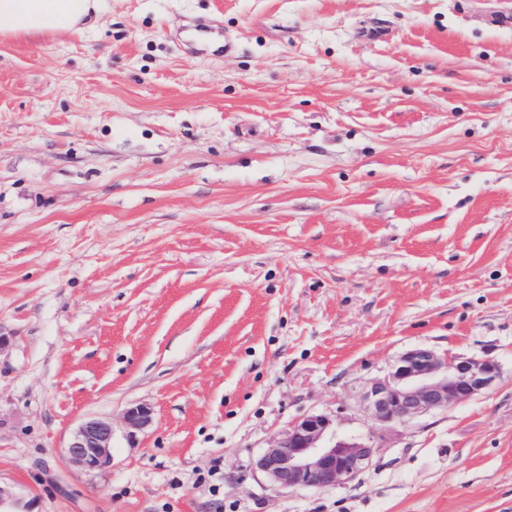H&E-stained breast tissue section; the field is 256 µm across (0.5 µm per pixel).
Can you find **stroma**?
I'll use <instances>...</instances> for the list:
<instances>
[{
  "instance_id": "stroma-1",
  "label": "stroma",
  "mask_w": 512,
  "mask_h": 512,
  "mask_svg": "<svg viewBox=\"0 0 512 512\" xmlns=\"http://www.w3.org/2000/svg\"><path fill=\"white\" fill-rule=\"evenodd\" d=\"M0 328L21 512H512V0H104L1 40ZM416 347L501 377L380 426ZM312 413L373 463L275 490ZM90 417L112 460L66 467Z\"/></svg>"
}]
</instances>
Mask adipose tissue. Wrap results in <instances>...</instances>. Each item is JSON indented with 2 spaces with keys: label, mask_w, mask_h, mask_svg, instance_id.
I'll list each match as a JSON object with an SVG mask.
<instances>
[{
  "label": "adipose tissue",
  "mask_w": 512,
  "mask_h": 512,
  "mask_svg": "<svg viewBox=\"0 0 512 512\" xmlns=\"http://www.w3.org/2000/svg\"><path fill=\"white\" fill-rule=\"evenodd\" d=\"M99 10L100 0H0V39L75 32Z\"/></svg>",
  "instance_id": "obj_1"
}]
</instances>
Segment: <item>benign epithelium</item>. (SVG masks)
Listing matches in <instances>:
<instances>
[{"mask_svg":"<svg viewBox=\"0 0 512 512\" xmlns=\"http://www.w3.org/2000/svg\"><path fill=\"white\" fill-rule=\"evenodd\" d=\"M499 377V364L491 357L449 356L414 348L399 358L387 377L372 382L363 399L376 423L389 427L486 394ZM124 422L129 428L143 429L152 422V410L142 404L130 407ZM335 435L331 419L307 415L258 458L256 469L277 490L351 483L371 465L375 448L359 439L335 442ZM112 445V422L88 418L74 431L65 462L87 472L100 469L110 462Z\"/></svg>","mask_w":512,"mask_h":512,"instance_id":"benign-epithelium-1","label":"benign epithelium"}]
</instances>
